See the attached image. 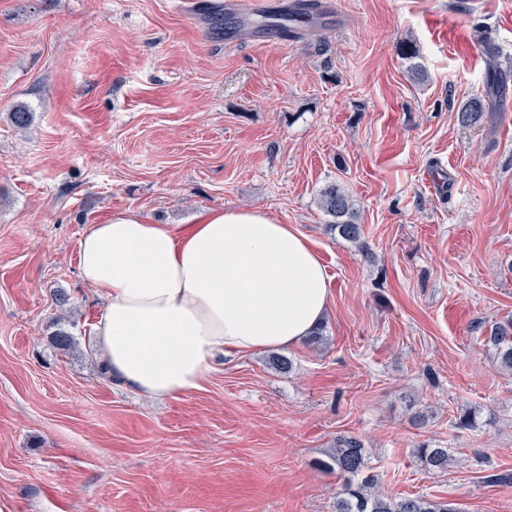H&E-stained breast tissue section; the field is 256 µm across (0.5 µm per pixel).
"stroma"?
Returning a JSON list of instances; mask_svg holds the SVG:
<instances>
[{
  "instance_id": "obj_1",
  "label": "stroma",
  "mask_w": 512,
  "mask_h": 512,
  "mask_svg": "<svg viewBox=\"0 0 512 512\" xmlns=\"http://www.w3.org/2000/svg\"><path fill=\"white\" fill-rule=\"evenodd\" d=\"M319 3L273 45L224 0H0V512H333L339 435L389 498L512 512V371L486 342L512 317V91L459 119L485 90L481 37L512 74V0ZM334 181L363 245L317 205ZM240 207L309 239L321 340L288 372L224 357L165 401L103 377L87 225ZM423 441L447 469L417 466Z\"/></svg>"
}]
</instances>
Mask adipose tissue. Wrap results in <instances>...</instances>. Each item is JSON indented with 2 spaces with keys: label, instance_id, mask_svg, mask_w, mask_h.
Segmentation results:
<instances>
[{
  "label": "adipose tissue",
  "instance_id": "adipose-tissue-1",
  "mask_svg": "<svg viewBox=\"0 0 512 512\" xmlns=\"http://www.w3.org/2000/svg\"><path fill=\"white\" fill-rule=\"evenodd\" d=\"M79 273L105 299L93 329L109 374L156 400L200 389L220 354L298 344L331 300L307 237L251 208L186 228L114 213L85 229Z\"/></svg>",
  "mask_w": 512,
  "mask_h": 512
}]
</instances>
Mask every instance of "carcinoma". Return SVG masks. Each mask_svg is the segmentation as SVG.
<instances>
[{
    "label": "carcinoma",
    "instance_id": "1",
    "mask_svg": "<svg viewBox=\"0 0 512 512\" xmlns=\"http://www.w3.org/2000/svg\"><path fill=\"white\" fill-rule=\"evenodd\" d=\"M294 13L265 17L258 21L265 30L284 33L288 23L295 21ZM507 75L492 68L487 73L485 96L471 99L460 111L461 122L476 125L486 111V99L499 94L507 86ZM319 207L331 218L330 229L342 239L358 243L363 235L357 223L354 206L345 189L338 183L327 185L319 195ZM489 342L496 347L502 365L512 368V320L491 330ZM416 461L427 472L442 471L448 467L446 448H433L422 443L413 450ZM321 466L342 480L336 492L334 512H458L449 504H437L423 496L391 500L376 489L377 480L366 474L369 469L364 444L353 436H338L327 459Z\"/></svg>",
    "mask_w": 512,
    "mask_h": 512
}]
</instances>
